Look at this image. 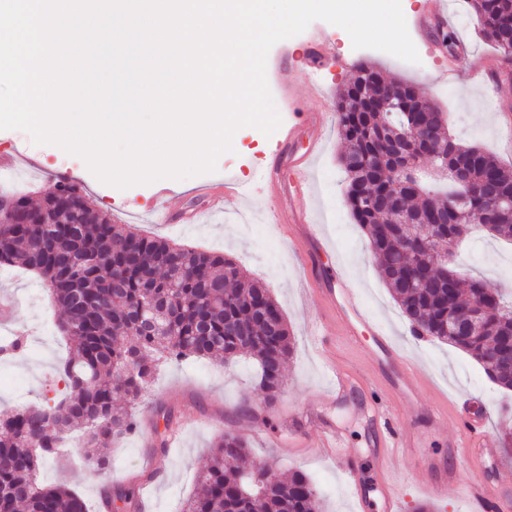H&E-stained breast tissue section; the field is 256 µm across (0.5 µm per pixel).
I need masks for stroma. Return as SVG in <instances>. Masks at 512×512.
Returning <instances> with one entry per match:
<instances>
[{"label": "stroma", "mask_w": 512, "mask_h": 512, "mask_svg": "<svg viewBox=\"0 0 512 512\" xmlns=\"http://www.w3.org/2000/svg\"><path fill=\"white\" fill-rule=\"evenodd\" d=\"M448 24L465 53L462 72L441 82L438 75L448 62L447 52L413 36L420 62L413 65L373 49L353 48L347 32L322 20L313 21L299 35L281 40L270 49L266 77L282 123H289V99H299L310 111L335 113L336 93L367 64L390 80L413 85L448 117V129L462 143L478 145L512 170V55L487 43L479 33L478 19L468 0H447ZM323 37L336 53L335 65L311 67L307 48L311 38ZM278 136H264L245 127L234 135L233 149L217 160L215 172L167 180L165 202L155 197V184L121 190L98 181L85 162L55 145L34 144L26 132L0 130V156L32 153L42 169H12L25 183L32 199H39L64 174L82 188L95 212L138 234L161 237L179 244L232 258L253 279L270 289L288 323L293 355L282 376L274 401H267L256 384L251 359L232 363L192 358L160 366L138 404L140 433L109 444L104 465L85 461L76 451V438L64 442L59 459L47 463L40 479L48 485L66 484L85 501L89 512H100L105 491H134L139 512H181L197 488V477L207 464L212 446L224 433L244 437L249 461L270 467L280 477L296 469L314 480L321 512H387L385 491L373 455L378 437L388 430L418 434L422 457L399 455L395 466L411 473L428 462L432 481H455L447 498L425 494L412 483L400 489L397 512H415L421 505L436 512H476L470 489L487 476L484 464L472 458L459 443L463 439L455 421L444 427L428 424L423 406L440 400L462 407L469 418H480L496 437L499 460L512 466V391L499 388L469 356L451 345L412 336L408 323L376 269V260L363 229L356 224L346 202V175L340 164L343 143L338 127H331L311 172V187L318 222L329 251L320 253L322 267L342 265L343 288L357 295L370 316L389 336L401 357L424 370L427 380L413 399L392 393L385 397V412L373 417L367 397L359 391L336 398L331 372L340 370L371 377L372 342L354 347L337 329H326L317 295L306 293L298 259L282 225L273 219L274 201L256 192L255 161L270 154ZM231 177L251 188L243 201L228 200L223 215L206 213L204 199L194 187ZM467 269L502 288H512V244L480 236L461 248ZM15 302L10 322L0 323V339L24 334L25 345L14 357L0 359V414L16 405L41 404L59 399L65 384L56 367L68 354L58 328L60 309L49 286L37 274L18 268L0 276V295ZM164 407L172 414L166 445L153 435L154 411ZM333 425L344 439L354 465L353 474L342 472L324 448L322 424ZM367 492L357 506L352 485Z\"/></svg>", "instance_id": "35a3bbf8"}]
</instances>
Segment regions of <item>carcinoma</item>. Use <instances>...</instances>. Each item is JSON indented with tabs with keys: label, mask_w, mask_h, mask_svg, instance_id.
<instances>
[{
	"label": "carcinoma",
	"mask_w": 512,
	"mask_h": 512,
	"mask_svg": "<svg viewBox=\"0 0 512 512\" xmlns=\"http://www.w3.org/2000/svg\"><path fill=\"white\" fill-rule=\"evenodd\" d=\"M482 37L512 52V0H472ZM337 121L346 145L347 202L369 236L380 277L408 320L413 336H430L465 352L497 385L512 389V298L454 262L434 263L448 239L484 225L495 238L512 236V175L478 146L449 133L445 113L405 82L357 69L337 97ZM416 122L412 139L405 128ZM442 150L438 164L465 175L466 187L425 182L403 192L397 181L379 182L375 167H401L416 155ZM466 200L448 213V195ZM31 211L36 224L16 226L0 213V265L20 266L49 283L69 342L61 374L66 393L52 404L24 406L0 419V512H87L83 499L63 485H45L40 468L58 456L60 439L85 435L79 451L99 465L106 441L140 429L135 405L160 359L250 355L267 401L275 399L292 355L288 324L269 289L251 281L227 257L163 238H146L93 214L85 194L59 179ZM467 286H462V280ZM495 313L480 332L454 336L448 325L466 320L472 302ZM248 443L220 436L200 475V488L183 512H319L312 479L295 470L284 481L271 469L245 468ZM110 512L137 508L133 492L104 496Z\"/></svg>",
	"instance_id": "carcinoma-1"
}]
</instances>
